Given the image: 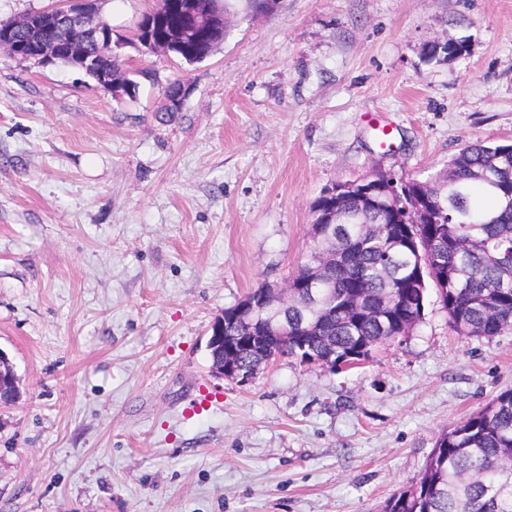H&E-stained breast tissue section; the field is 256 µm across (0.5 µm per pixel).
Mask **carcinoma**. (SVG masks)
<instances>
[{
	"label": "carcinoma",
	"mask_w": 512,
	"mask_h": 512,
	"mask_svg": "<svg viewBox=\"0 0 512 512\" xmlns=\"http://www.w3.org/2000/svg\"><path fill=\"white\" fill-rule=\"evenodd\" d=\"M98 67L123 79L137 97L139 82L122 72L123 60L107 45L87 38ZM432 184L443 190L447 224H417L416 233L444 245L424 267L425 287L407 286L415 254L395 248L405 236L386 209L388 223L365 216L370 227L338 224L336 305L325 309L302 296L288 305V319L320 322L336 348V363L349 355L369 357L381 343L409 336L423 319L427 286L436 288L456 333L490 339L512 330V152L500 143L466 146ZM360 296L375 306L392 302L385 320L354 311ZM512 455V390L441 434L420 480L392 497L384 512H512V471L501 460Z\"/></svg>",
	"instance_id": "obj_1"
}]
</instances>
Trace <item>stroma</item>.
I'll return each mask as SVG.
<instances>
[{
  "instance_id": "obj_1",
  "label": "stroma",
  "mask_w": 512,
  "mask_h": 512,
  "mask_svg": "<svg viewBox=\"0 0 512 512\" xmlns=\"http://www.w3.org/2000/svg\"><path fill=\"white\" fill-rule=\"evenodd\" d=\"M158 3L99 0L151 73L133 101L0 50V512H382L512 389V330L458 335L432 288L361 365L285 355L246 385L212 377L207 339L298 271L328 188L512 143V0H226L192 65L135 42ZM445 34L463 51L429 58Z\"/></svg>"
}]
</instances>
